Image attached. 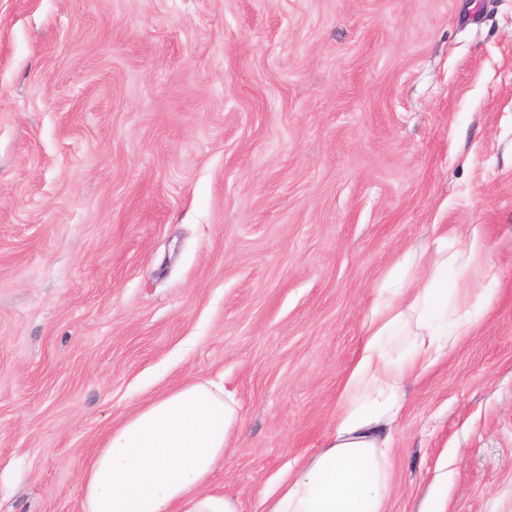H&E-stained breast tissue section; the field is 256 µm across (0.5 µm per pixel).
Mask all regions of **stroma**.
<instances>
[{"label": "stroma", "mask_w": 512, "mask_h": 512, "mask_svg": "<svg viewBox=\"0 0 512 512\" xmlns=\"http://www.w3.org/2000/svg\"><path fill=\"white\" fill-rule=\"evenodd\" d=\"M487 236L498 294L405 386L388 512H512V0H0V512H82L121 413L241 406L259 512L333 434L386 272Z\"/></svg>", "instance_id": "stroma-1"}]
</instances>
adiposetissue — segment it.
<instances>
[{
  "instance_id": "adipose-tissue-1",
  "label": "adipose tissue",
  "mask_w": 512,
  "mask_h": 512,
  "mask_svg": "<svg viewBox=\"0 0 512 512\" xmlns=\"http://www.w3.org/2000/svg\"><path fill=\"white\" fill-rule=\"evenodd\" d=\"M406 251L388 272L398 289L379 293L366 338L342 389L333 438L263 498L261 512H386L385 451L406 381L422 377L470 335L495 297L497 276L457 293L448 270L484 265L486 238L472 226L449 252L448 229ZM240 419L233 391L193 381L123 416L96 450L82 483L83 512H241L238 499L209 491Z\"/></svg>"
}]
</instances>
